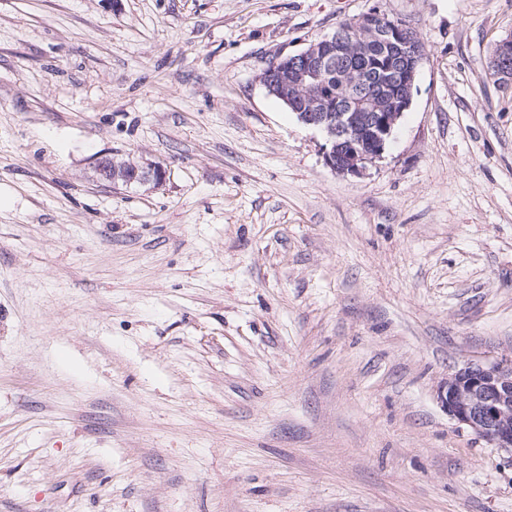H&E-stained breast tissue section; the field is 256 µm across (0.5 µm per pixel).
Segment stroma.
I'll return each mask as SVG.
<instances>
[{
  "mask_svg": "<svg viewBox=\"0 0 512 512\" xmlns=\"http://www.w3.org/2000/svg\"><path fill=\"white\" fill-rule=\"evenodd\" d=\"M373 9L424 59L344 176L258 75ZM510 34L512 0H0V512H512L441 400L512 355ZM490 67L505 79L512 78V35L498 42L496 52L491 59ZM96 172L114 185L121 183L128 186L134 182L139 184L160 183L165 176L164 168L156 162H134L105 157L97 161Z\"/></svg>",
  "mask_w": 512,
  "mask_h": 512,
  "instance_id": "stroma-1",
  "label": "stroma"
}]
</instances>
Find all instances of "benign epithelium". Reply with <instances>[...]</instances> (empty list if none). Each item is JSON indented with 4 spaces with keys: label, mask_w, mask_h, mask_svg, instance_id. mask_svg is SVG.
I'll return each instance as SVG.
<instances>
[{
    "label": "benign epithelium",
    "mask_w": 512,
    "mask_h": 512,
    "mask_svg": "<svg viewBox=\"0 0 512 512\" xmlns=\"http://www.w3.org/2000/svg\"><path fill=\"white\" fill-rule=\"evenodd\" d=\"M380 47L389 53L393 92L371 90L355 60ZM420 38L407 43L403 25L373 9L300 51L280 56L259 81L286 101L299 121L325 138L326 164L342 175L360 176L383 158L398 121L412 102L414 78L423 60ZM341 68L344 93L329 99L315 89L328 68ZM490 67L512 78V35L498 42ZM96 172L114 184L160 183L164 168L156 162L105 157ZM448 415L495 448L512 453V357L494 363H472L448 376L443 396Z\"/></svg>",
    "instance_id": "7a95c632"
}]
</instances>
